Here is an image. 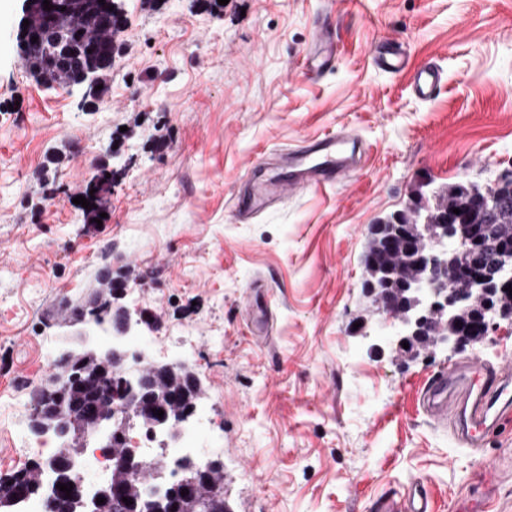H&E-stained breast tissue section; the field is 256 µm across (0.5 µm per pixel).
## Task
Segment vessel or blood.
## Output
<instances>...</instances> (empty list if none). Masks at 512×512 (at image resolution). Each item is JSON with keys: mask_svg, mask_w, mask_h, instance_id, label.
Listing matches in <instances>:
<instances>
[{"mask_svg": "<svg viewBox=\"0 0 512 512\" xmlns=\"http://www.w3.org/2000/svg\"><path fill=\"white\" fill-rule=\"evenodd\" d=\"M373 63L395 75L408 74L414 94L424 101L432 99L446 81L444 71L436 64L411 67L406 50L394 40L376 47ZM359 144L353 133L342 132L325 135L290 151L287 180L250 184L237 197V217L249 219L283 191L337 183L360 162ZM418 400L430 420L452 421L454 435L463 446L483 448L512 419V367L475 360L448 366L420 390ZM378 510L434 512L431 494L421 482L410 484L400 495L383 499Z\"/></svg>", "mask_w": 512, "mask_h": 512, "instance_id": "b4317fda", "label": "vessel or blood"}]
</instances>
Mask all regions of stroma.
Masks as SVG:
<instances>
[{
	"mask_svg": "<svg viewBox=\"0 0 512 512\" xmlns=\"http://www.w3.org/2000/svg\"><path fill=\"white\" fill-rule=\"evenodd\" d=\"M126 20L96 105L22 64L24 0H0V474L45 461L31 396L104 273L145 361L186 364L187 430L227 477L233 512H377L424 481L436 512H512V431L481 455L417 394L443 368L512 363V330L408 357L379 336L362 256L380 217L512 169V0H115ZM332 67L310 69L320 26ZM447 81L416 100L379 70L383 38ZM358 134L362 169L238 221V191L289 150ZM112 189L88 219L101 165ZM488 461L494 486L479 476Z\"/></svg>",
	"mask_w": 512,
	"mask_h": 512,
	"instance_id": "stroma-1",
	"label": "stroma"
}]
</instances>
